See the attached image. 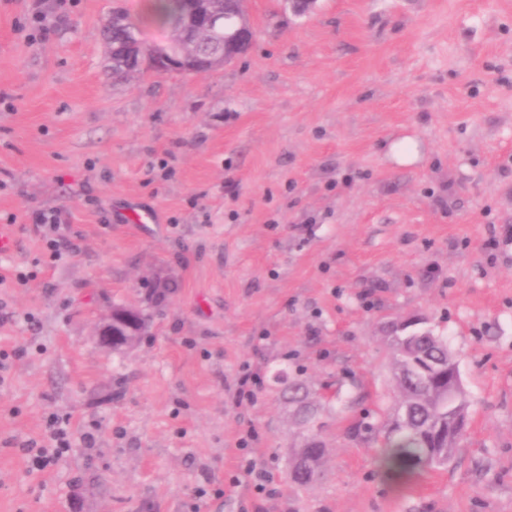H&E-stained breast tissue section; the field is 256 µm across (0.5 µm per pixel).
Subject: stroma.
I'll use <instances>...</instances> for the list:
<instances>
[{
  "label": "stroma",
  "mask_w": 512,
  "mask_h": 512,
  "mask_svg": "<svg viewBox=\"0 0 512 512\" xmlns=\"http://www.w3.org/2000/svg\"><path fill=\"white\" fill-rule=\"evenodd\" d=\"M118 6L168 43L148 0H0V512H512V0H247V56L121 82ZM116 305L149 317L129 351L96 340ZM412 317L469 427L409 476L357 430L398 399L384 326ZM293 378L333 392L307 488ZM55 419L70 449L32 469ZM250 462L258 496L230 487ZM120 11L117 10L115 13L123 15L124 21L121 25L112 24V17H109L102 26L103 36L108 45L133 39V31L135 29L133 25L135 24L129 22L126 12Z\"/></svg>",
  "instance_id": "35a3bbf8"
}]
</instances>
